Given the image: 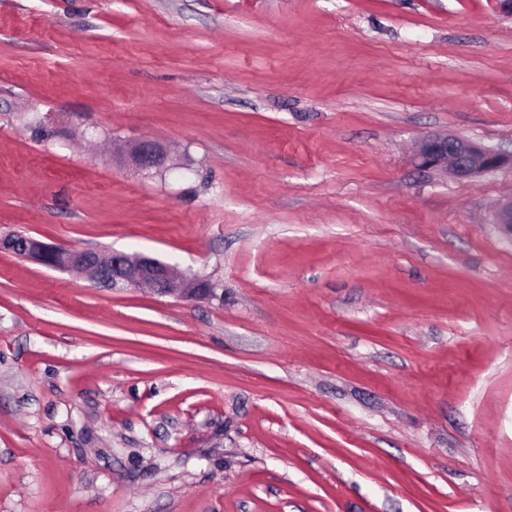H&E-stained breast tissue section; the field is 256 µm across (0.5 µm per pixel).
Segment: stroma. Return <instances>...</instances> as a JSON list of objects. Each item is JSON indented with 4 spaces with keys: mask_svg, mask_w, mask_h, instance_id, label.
<instances>
[{
    "mask_svg": "<svg viewBox=\"0 0 512 512\" xmlns=\"http://www.w3.org/2000/svg\"><path fill=\"white\" fill-rule=\"evenodd\" d=\"M512 151L496 0H0V512H512ZM158 139L171 170L129 146ZM413 157L420 168L449 172L459 179L472 178L505 165L512 167V153L504 154L450 134L423 137ZM131 162L143 172L170 169L171 157L168 149L155 140H142L129 150ZM20 242L12 235L0 239L1 251L13 253L15 247H25V259L48 268L77 271L85 274L97 288L118 283L126 288L146 289L158 296L194 299L212 295L213 284L203 279L177 274L173 268L158 259L113 251L107 258L96 250L75 251L24 237Z\"/></svg>",
    "mask_w": 512,
    "mask_h": 512,
    "instance_id": "1",
    "label": "stroma"
}]
</instances>
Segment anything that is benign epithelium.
I'll return each instance as SVG.
<instances>
[{
  "label": "benign epithelium",
  "mask_w": 512,
  "mask_h": 512,
  "mask_svg": "<svg viewBox=\"0 0 512 512\" xmlns=\"http://www.w3.org/2000/svg\"><path fill=\"white\" fill-rule=\"evenodd\" d=\"M413 157L420 168L450 173L459 179L472 178L505 165L512 166V153L504 154L450 134L423 137ZM129 158L143 172L171 168L168 149L155 140L146 139L133 145ZM19 246L25 247V259L56 270L83 273L97 288H105L114 282L126 288L146 289L158 296L181 299H194L214 292L213 285L205 280L179 275L169 264L152 257L114 251L105 258L96 250L62 249L31 236L23 242L11 235L0 238L3 251L11 252Z\"/></svg>",
  "instance_id": "obj_1"
}]
</instances>
